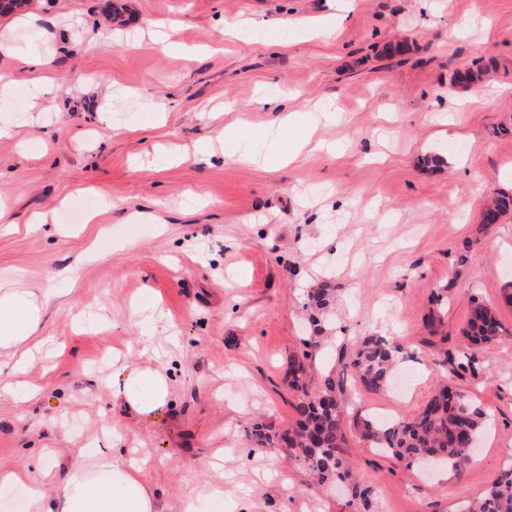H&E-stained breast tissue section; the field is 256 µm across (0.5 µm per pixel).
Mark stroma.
I'll list each match as a JSON object with an SVG mask.
<instances>
[{
  "label": "stroma",
  "mask_w": 512,
  "mask_h": 512,
  "mask_svg": "<svg viewBox=\"0 0 512 512\" xmlns=\"http://www.w3.org/2000/svg\"><path fill=\"white\" fill-rule=\"evenodd\" d=\"M24 13L0 15V112L29 104L19 54L47 58L52 82L0 138V286L37 301L52 345L24 375L31 396L0 392V470L51 451L50 493L116 432L165 512H213L217 487L222 512H353L349 484L311 485L250 435L295 421L288 357L326 288L337 329L394 337L392 376L411 379L401 396L348 381L350 406L412 417L449 379L493 418L458 476L350 432L373 512H452L481 494L512 456V215L482 224L512 193V0H33ZM332 14L345 21L326 38L225 35ZM480 67L486 103L448 111L468 91L453 74ZM269 95L302 112L311 144L290 163L225 156V130L250 143L276 120ZM87 198L105 205L96 219H63ZM36 213L47 224L30 227ZM477 300L503 331L474 350L461 330ZM118 366L165 367L169 404L137 413L114 393ZM512 213V194L502 192L485 210L482 224H497L505 215Z\"/></svg>",
  "instance_id": "35a3bbf8"
}]
</instances>
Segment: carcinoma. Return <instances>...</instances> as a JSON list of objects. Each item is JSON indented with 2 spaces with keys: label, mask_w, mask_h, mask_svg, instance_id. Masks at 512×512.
<instances>
[{
  "label": "carcinoma",
  "mask_w": 512,
  "mask_h": 512,
  "mask_svg": "<svg viewBox=\"0 0 512 512\" xmlns=\"http://www.w3.org/2000/svg\"><path fill=\"white\" fill-rule=\"evenodd\" d=\"M512 213V194L501 193L485 210L484 224H496ZM316 314L311 321V336L303 340L306 350L290 357L288 371L298 375L289 381L302 393L295 404V426L274 430L257 425L252 431L259 448L283 447L323 485L351 478L354 464L348 457V431L345 426V384L341 375L328 374L314 392L307 389L304 372L309 349L318 346L319 334L328 330L330 295L320 289L311 294ZM502 324L497 309L480 302L470 310L462 334L474 346L492 342L500 336ZM400 346L382 336H367L356 347L354 358L344 364L354 372L362 387L378 392L389 384V375ZM488 412L475 405L456 385L444 382L429 397L424 409L412 419L387 422L371 414L357 412L353 425L362 438L377 444L380 454L406 464H441L455 474L462 473L472 460L473 449L485 429ZM453 512H512V468L503 472L478 496L463 500V510Z\"/></svg>",
  "instance_id": "cac0c4a2"
}]
</instances>
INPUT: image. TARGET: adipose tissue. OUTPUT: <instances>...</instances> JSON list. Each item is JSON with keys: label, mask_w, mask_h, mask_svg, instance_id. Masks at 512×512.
Listing matches in <instances>:
<instances>
[{"label": "adipose tissue", "mask_w": 512, "mask_h": 512, "mask_svg": "<svg viewBox=\"0 0 512 512\" xmlns=\"http://www.w3.org/2000/svg\"><path fill=\"white\" fill-rule=\"evenodd\" d=\"M41 310L34 299L16 291L0 292V348L35 338ZM117 392L129 407L148 414L168 404L170 382L164 368L131 369ZM137 462L121 463L114 453H99L93 463L74 460L54 493L0 473V512H15L16 489H24L29 512H161L153 487L140 478Z\"/></svg>", "instance_id": "obj_1"}]
</instances>
